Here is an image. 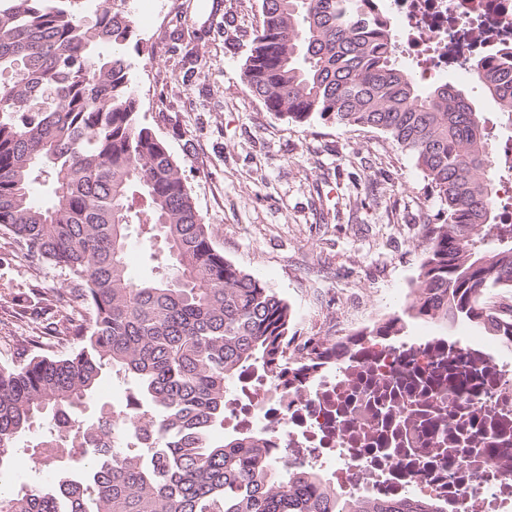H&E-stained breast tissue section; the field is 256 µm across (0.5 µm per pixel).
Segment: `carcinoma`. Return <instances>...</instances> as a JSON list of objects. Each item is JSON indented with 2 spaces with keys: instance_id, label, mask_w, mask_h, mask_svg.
I'll return each instance as SVG.
<instances>
[{
  "instance_id": "1",
  "label": "carcinoma",
  "mask_w": 512,
  "mask_h": 512,
  "mask_svg": "<svg viewBox=\"0 0 512 512\" xmlns=\"http://www.w3.org/2000/svg\"><path fill=\"white\" fill-rule=\"evenodd\" d=\"M372 0H261L244 80L266 111L386 133L416 160L444 217L426 228L410 302L341 340L309 337L290 353L288 302L214 245L180 166L139 120L127 0H0V230L25 257L63 274L67 351L0 364V471L38 419L37 448L90 453L83 489L0 490V512H446L437 501L346 500L265 429L224 430L228 382L257 371L301 395L318 369L411 320H464L512 346V316L484 299L512 288V224L498 222L483 113L447 83L421 89L382 21L354 19ZM472 74L512 115V47ZM50 184L52 201L32 187ZM149 245L150 275L126 271L130 227ZM161 241L154 249L155 240ZM131 381L123 408L82 419L105 370Z\"/></svg>"
}]
</instances>
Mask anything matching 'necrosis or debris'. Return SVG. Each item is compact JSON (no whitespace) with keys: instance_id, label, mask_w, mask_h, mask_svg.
I'll return each mask as SVG.
<instances>
[{"instance_id":"1","label":"necrosis or debris","mask_w":512,"mask_h":512,"mask_svg":"<svg viewBox=\"0 0 512 512\" xmlns=\"http://www.w3.org/2000/svg\"><path fill=\"white\" fill-rule=\"evenodd\" d=\"M396 59L421 81L512 46V0H379ZM224 424L272 425L346 499L409 495L447 512H512V361L476 336H419L320 372L299 397L267 377L233 390Z\"/></svg>"}]
</instances>
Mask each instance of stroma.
I'll list each match as a JSON object with an SVG mask.
<instances>
[{
    "instance_id": "1",
    "label": "stroma",
    "mask_w": 512,
    "mask_h": 512,
    "mask_svg": "<svg viewBox=\"0 0 512 512\" xmlns=\"http://www.w3.org/2000/svg\"><path fill=\"white\" fill-rule=\"evenodd\" d=\"M139 118L164 139L225 258L291 305L292 347L400 313L443 205L414 157L380 130L267 112L243 80L261 0H130ZM62 276L0 231V362L66 327ZM21 442L0 485L51 479Z\"/></svg>"
}]
</instances>
